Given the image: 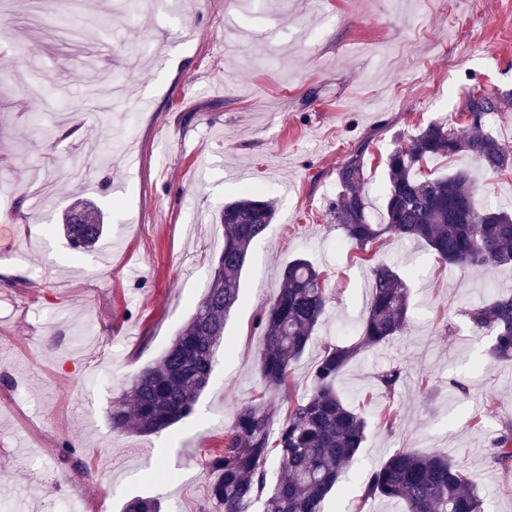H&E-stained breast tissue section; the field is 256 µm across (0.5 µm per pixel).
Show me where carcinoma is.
Wrapping results in <instances>:
<instances>
[{
	"instance_id": "1",
	"label": "carcinoma",
	"mask_w": 512,
	"mask_h": 512,
	"mask_svg": "<svg viewBox=\"0 0 512 512\" xmlns=\"http://www.w3.org/2000/svg\"><path fill=\"white\" fill-rule=\"evenodd\" d=\"M512 107L494 93L480 98L468 93L464 115L471 132L462 135L449 122H432L405 144L388 153V188L379 222L372 220L362 190L360 155L337 173L342 186L330 208L331 223L351 247L369 250L388 234L424 241L436 260L460 268L512 266V212L493 204L479 206L469 174L426 175L422 164L436 156L469 155L483 169L512 167V149L483 130L491 112ZM95 223L68 219L62 230L75 249L93 248L105 231L103 216ZM275 217L272 201L246 194L224 204L219 216L224 247L215 260L206 292L194 313L156 363L144 368L115 397L107 411L112 429L141 434L167 430L191 415L210 381L224 341V325L241 302L240 280L248 252ZM372 298L358 337L345 346L324 347L311 373L310 388L288 399L278 428L276 411L264 400L241 408L224 447L211 454L217 474L209 498L220 512H243L247 501H261L263 512H322L327 495L345 478L365 442L369 423L336 391V379L364 352L401 335L410 320L407 278L394 265L371 270ZM327 278L308 259L297 256L285 264L279 290L258 318L264 337L259 369L266 388L290 393L293 365L313 341L328 304ZM472 329L493 336L491 356L512 362V295H496L468 312ZM492 462L512 463V437L495 441ZM276 459L284 478L270 484L266 463ZM363 498L393 500L400 512H483V498L443 452L419 455L398 450L373 468ZM123 512H161L151 498L126 502Z\"/></svg>"
}]
</instances>
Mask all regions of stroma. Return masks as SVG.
I'll list each match as a JSON object with an SVG mask.
<instances>
[{
    "label": "stroma",
    "mask_w": 512,
    "mask_h": 512,
    "mask_svg": "<svg viewBox=\"0 0 512 512\" xmlns=\"http://www.w3.org/2000/svg\"><path fill=\"white\" fill-rule=\"evenodd\" d=\"M335 14L326 22V14ZM46 89L33 103L26 88ZM512 99V0H0V512H120L136 496L166 512H215L206 461L264 391L256 327L288 260L323 271L331 301L294 366L306 391L324 344L357 333L371 263L326 214L353 154L380 210L396 140L457 118L463 95ZM427 172L470 173L478 203H512V172L467 156ZM276 215L251 247L209 385L158 435L117 432L107 409L157 361L203 296L223 245L217 216L240 188ZM76 201L106 216L94 251L48 233ZM375 259L408 273L402 335L351 362L339 393L370 418L367 440L324 512H396L363 501L390 454L448 453L484 512H512V468L489 455L512 426V369L489 355L467 309L512 292V268L437 263L425 243L386 238ZM401 370L392 393L377 375ZM265 392V391H264ZM393 426L374 423L384 408Z\"/></svg>",
    "instance_id": "35a3bbf8"
}]
</instances>
